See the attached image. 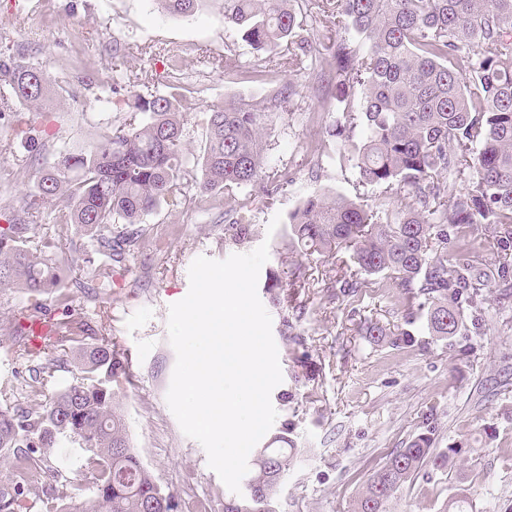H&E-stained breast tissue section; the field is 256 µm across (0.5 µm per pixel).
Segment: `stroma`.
<instances>
[{"label": "stroma", "instance_id": "obj_1", "mask_svg": "<svg viewBox=\"0 0 512 512\" xmlns=\"http://www.w3.org/2000/svg\"><path fill=\"white\" fill-rule=\"evenodd\" d=\"M20 47L46 68L44 109L51 121L25 141L15 136L12 121L0 119V208L21 207L32 190V154L88 146L100 126L133 120L134 111L110 92L113 81L146 96L165 91L171 66H178L192 92L184 142L198 154L213 107L228 99L263 103L288 80L303 87L291 112L274 124L265 159L267 176L286 170L292 182L267 207L254 201L251 189L237 194L252 204V235L237 239L232 205L220 194L187 200L174 211L159 209L147 219V244L126 255V270L116 275L112 291L75 300L99 334L125 351L130 381L116 400L131 446L173 493L175 512L200 500L224 512L232 493L166 402L176 361L169 308L187 295L196 257L223 260L263 243L269 259L259 276L278 273L282 284L278 300L263 290L258 296L272 318L283 380L271 393L278 416L260 444L284 432L298 453L279 488L276 512H351L371 471L423 432L431 433L434 448L464 447L461 470L423 468L390 503V512H441L461 483L475 512H512V296L491 288L478 309L466 313L477 331L453 343L402 351L376 346L364 336V324H401L400 288L388 284L354 305L334 297L337 274L353 273V266L288 250L286 225L268 228L275 215H288L317 191L375 197L358 184L351 164L340 162L327 134L334 119L324 109L329 83L301 72L246 78L258 57L225 26L216 4L191 17L162 12L153 0H45L40 12L20 17L1 8L0 48ZM29 305L24 293L0 290V406L18 414L33 406L30 364L9 325ZM287 319L292 329L284 328Z\"/></svg>", "mask_w": 512, "mask_h": 512}]
</instances>
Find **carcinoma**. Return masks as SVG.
I'll list each match as a JSON object with an SVG mask.
<instances>
[{
	"mask_svg": "<svg viewBox=\"0 0 512 512\" xmlns=\"http://www.w3.org/2000/svg\"><path fill=\"white\" fill-rule=\"evenodd\" d=\"M213 0H156L173 16L187 17ZM224 23L263 55L250 76L304 70L332 77L327 106L336 112L331 135L347 143L358 183L395 194L371 206L358 196L314 193L288 215V249L330 257L345 250L361 281H343L352 299L362 289L391 280L402 288L400 304L423 298L424 325L431 339L453 341L466 330L464 312L475 309L490 288V274L473 259L464 229L492 228L500 249L497 276L512 279V0H323V12L343 34L324 55L298 32L296 0H220ZM0 112L19 103L42 116L49 82L27 53L0 54ZM180 78L169 91L145 98L127 95L140 122L105 125L88 148H65L38 162L35 189L23 199L25 220L0 213V288H14L31 301L34 324L55 308L62 317L31 344L32 328L16 322L23 352L58 363L62 343L71 345L83 376L50 397L32 378L37 408L18 415L0 407V453L11 457L22 478L0 485V512H23L41 478L55 476L50 449L63 441L83 451L90 474L85 486L58 482L47 512H173V493L161 488L130 446L114 388L128 379L126 356L112 344L88 342L94 329L75 312L77 294L104 292L114 282L112 263L136 246L141 225L161 206L173 210L195 191L233 197L257 187L272 205L290 173L265 183L266 130L299 94L286 82L266 106L226 102L207 117L203 153L185 151L182 109L188 104ZM467 181L465 191L458 182ZM56 207L52 234L30 218L49 201ZM251 209L242 205L232 223L238 238L254 230ZM97 239L108 261L90 262L77 275L54 254L70 234ZM363 335L398 351L413 346L414 334L397 325L369 322ZM420 434L373 470L352 512H387L399 491L430 466L452 471L464 448H432ZM292 448H261L251 459L244 492L224 512H270L280 475L293 461ZM442 512H473L461 485Z\"/></svg>",
	"mask_w": 512,
	"mask_h": 512,
	"instance_id": "obj_1",
	"label": "carcinoma"
}]
</instances>
